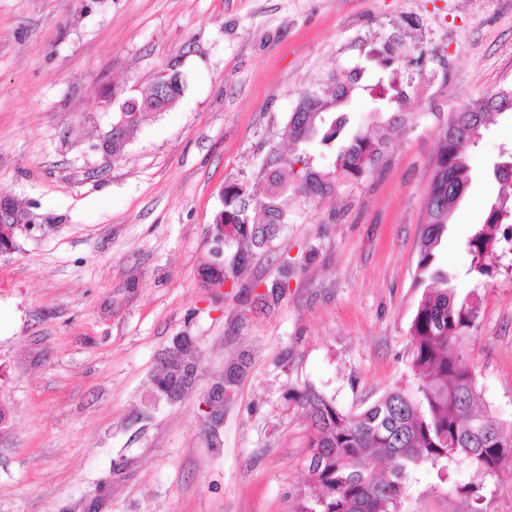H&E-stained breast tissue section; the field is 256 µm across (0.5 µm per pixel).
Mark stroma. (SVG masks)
<instances>
[{
  "mask_svg": "<svg viewBox=\"0 0 512 512\" xmlns=\"http://www.w3.org/2000/svg\"><path fill=\"white\" fill-rule=\"evenodd\" d=\"M405 56L402 132L381 166L336 196H287L277 238L232 286L205 287L220 191L255 198L274 155L329 152L282 138L304 89L384 48ZM182 96L119 156L100 145L119 105L163 69ZM512 88V0H0V196L34 221L0 256V512H296L310 428L288 389L312 384L359 412L414 384L410 326L424 202L450 113ZM512 117L484 131L440 260L463 243L498 184ZM480 285L464 347L483 407L512 420V242ZM287 280L285 295L261 300ZM195 379L173 403L152 378L175 337ZM243 368L211 446L200 398ZM483 483L482 512H512V467L485 480L413 471L403 512H472L455 489Z\"/></svg>",
  "mask_w": 512,
  "mask_h": 512,
  "instance_id": "1",
  "label": "stroma"
}]
</instances>
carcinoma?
Segmentation results:
<instances>
[{
	"label": "carcinoma",
	"instance_id": "obj_1",
	"mask_svg": "<svg viewBox=\"0 0 512 512\" xmlns=\"http://www.w3.org/2000/svg\"><path fill=\"white\" fill-rule=\"evenodd\" d=\"M358 74L353 67L346 75H332L330 86L322 91H302L282 133L294 145L339 146L331 166L315 169L301 156L268 165L266 195L259 203L248 201L243 184L224 187L219 223L233 229L224 235V245L238 246L224 267V279L236 276L243 255L275 239L288 220L281 203L286 193L332 197L382 164L392 135L404 129L402 113L392 107L407 92L397 85L395 70L388 79L365 86L376 108L389 111V116L351 128L350 118L336 112L356 89ZM181 92L182 82L174 81L160 95L150 91L138 98V111L127 113L124 137L136 132L146 113L167 111ZM507 112H512V95L502 89L453 113L438 132L416 264V283L423 293L410 327L416 386L394 388L359 413L341 410L311 385L289 388L288 400L305 413L311 427L310 488L299 512H402L409 473L420 465L429 464L448 477L461 461L484 476L512 466V421H496L480 407L475 376L463 359L462 345L479 322L481 299L474 289L458 292L464 281L478 284L491 277L499 243L512 240V224L504 225L512 217V179L501 180L485 222L475 225L465 242L470 256L466 280L438 262L442 235L472 179L470 150ZM298 162L303 166L297 170ZM191 360V340L175 339L162 372L154 378L157 397L172 400L169 390L185 385ZM380 462L385 474L378 477Z\"/></svg>",
	"mask_w": 512,
	"mask_h": 512
}]
</instances>
